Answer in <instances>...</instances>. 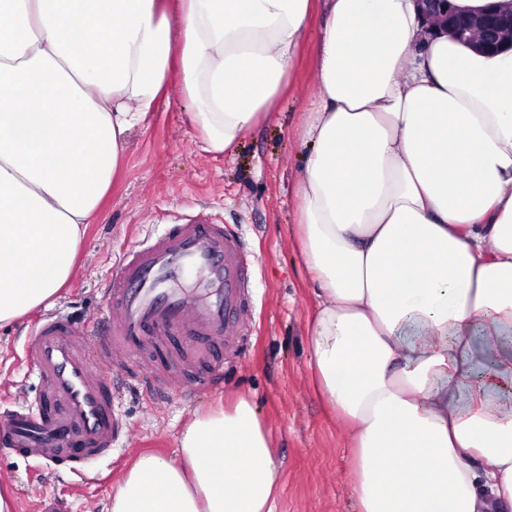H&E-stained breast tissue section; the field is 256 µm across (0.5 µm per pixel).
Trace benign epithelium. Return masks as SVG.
Wrapping results in <instances>:
<instances>
[{"label":"benign epithelium","mask_w":512,"mask_h":512,"mask_svg":"<svg viewBox=\"0 0 512 512\" xmlns=\"http://www.w3.org/2000/svg\"><path fill=\"white\" fill-rule=\"evenodd\" d=\"M432 35L451 33L463 43H477L482 52L512 51V0H489L477 14L459 11L453 0H416Z\"/></svg>","instance_id":"7a95c632"}]
</instances>
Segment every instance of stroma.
<instances>
[{
    "label": "stroma",
    "instance_id": "obj_1",
    "mask_svg": "<svg viewBox=\"0 0 512 512\" xmlns=\"http://www.w3.org/2000/svg\"><path fill=\"white\" fill-rule=\"evenodd\" d=\"M324 22L316 11L311 36L272 118L251 128L231 151L204 153L189 121L180 79H173L144 124L127 136L123 166L96 223L88 225L78 272L54 301L77 320L105 309L102 288L114 255L166 224L199 219L241 233L253 261L255 310L240 354L224 364L223 388L197 387L153 401L133 386L116 408L127 431L110 456L82 475L49 462L0 455V491L15 512H107L124 471L145 452L176 458L179 437L193 413L217 401L250 394L281 463L277 512H354L349 490L348 437L326 410L309 369L310 321L316 305L296 244L297 199L292 191L306 152L297 132L317 92L316 37ZM45 315L31 312L0 329V414L38 400L42 380L23 359L28 331Z\"/></svg>",
    "mask_w": 512,
    "mask_h": 512
}]
</instances>
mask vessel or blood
I'll use <instances>...</instances> for the list:
<instances>
[{"label": "vessel or blood", "instance_id": "b4317fda", "mask_svg": "<svg viewBox=\"0 0 512 512\" xmlns=\"http://www.w3.org/2000/svg\"><path fill=\"white\" fill-rule=\"evenodd\" d=\"M203 272L207 288L170 287L176 269ZM251 268L241 237L222 224H167L122 251L105 278L107 311L84 323L43 317L24 349L43 380L34 407L0 419V450L36 461L64 459L80 473L124 432L115 380L128 376L157 397L192 384L224 385L223 352L234 350L251 309ZM164 352L160 371L132 373L139 348Z\"/></svg>", "mask_w": 512, "mask_h": 512}]
</instances>
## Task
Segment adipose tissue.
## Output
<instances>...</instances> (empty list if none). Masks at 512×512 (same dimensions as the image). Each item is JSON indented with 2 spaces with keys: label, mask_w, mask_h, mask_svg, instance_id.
<instances>
[{
  "label": "adipose tissue",
  "mask_w": 512,
  "mask_h": 512,
  "mask_svg": "<svg viewBox=\"0 0 512 512\" xmlns=\"http://www.w3.org/2000/svg\"><path fill=\"white\" fill-rule=\"evenodd\" d=\"M314 4L0 0V327L73 280L171 74L224 154L275 111ZM327 7L295 196L356 512H512V53L429 37L415 0ZM280 485L242 395L139 456L108 512H275Z\"/></svg>",
  "instance_id": "adipose-tissue-1"
}]
</instances>
